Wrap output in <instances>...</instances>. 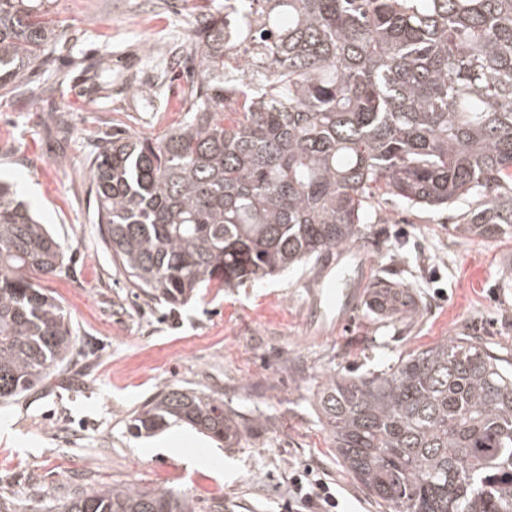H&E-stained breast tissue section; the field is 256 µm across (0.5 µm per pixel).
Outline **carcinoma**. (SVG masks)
<instances>
[{"instance_id": "cac0c4a2", "label": "carcinoma", "mask_w": 512, "mask_h": 512, "mask_svg": "<svg viewBox=\"0 0 512 512\" xmlns=\"http://www.w3.org/2000/svg\"><path fill=\"white\" fill-rule=\"evenodd\" d=\"M56 29L44 0H0V90ZM188 119L114 135L90 162L112 261L175 304L358 239L375 202L471 201L453 230L512 236V0H238L201 14ZM65 251L0 181V404L41 386L76 337L37 283ZM350 475L389 512H512V360L474 336L377 373L326 375L314 396ZM187 423L231 444L224 398L170 388L131 429ZM63 512H195L186 493L102 486Z\"/></svg>"}]
</instances>
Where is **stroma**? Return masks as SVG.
Wrapping results in <instances>:
<instances>
[{"mask_svg": "<svg viewBox=\"0 0 512 512\" xmlns=\"http://www.w3.org/2000/svg\"><path fill=\"white\" fill-rule=\"evenodd\" d=\"M50 11L58 38L27 89L0 97V177L65 246L62 269L38 283L76 345L44 388L0 406V512H50L75 492L129 484L188 493L197 512H288L302 469L335 488L342 512H382L346 471L314 395L330 372H377L455 336L512 358V237L456 234L463 201L412 213L388 200L350 248L411 302L383 314L363 302L342 327L305 317L332 259L153 301L101 242L89 161L107 136L161 137L184 120L194 2L53 0ZM169 385L223 397L247 430L230 445L186 424L135 434L132 415ZM170 438L177 451H159Z\"/></svg>", "mask_w": 512, "mask_h": 512, "instance_id": "35a3bbf8", "label": "stroma"}]
</instances>
